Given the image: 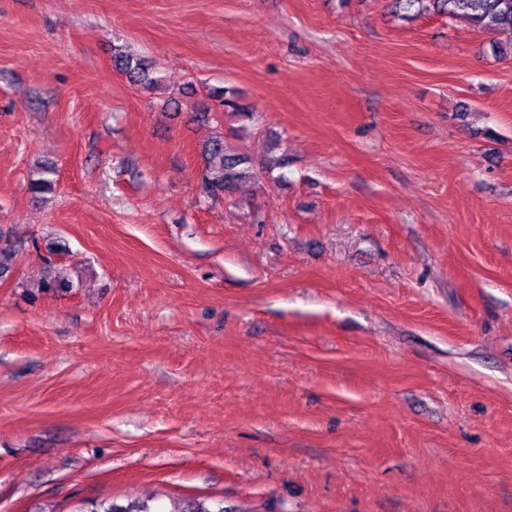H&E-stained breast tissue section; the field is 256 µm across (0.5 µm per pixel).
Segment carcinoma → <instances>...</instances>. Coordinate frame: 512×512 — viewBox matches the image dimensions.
<instances>
[{
    "instance_id": "carcinoma-1",
    "label": "carcinoma",
    "mask_w": 512,
    "mask_h": 512,
    "mask_svg": "<svg viewBox=\"0 0 512 512\" xmlns=\"http://www.w3.org/2000/svg\"><path fill=\"white\" fill-rule=\"evenodd\" d=\"M434 11L450 18L467 19L477 28H494L512 32V0H432ZM112 64L115 69L128 76L129 79L143 86L161 83V78L154 76L152 64L143 56L128 47L114 49ZM208 97L224 108L248 116L247 108L240 105L233 95L222 87L209 89ZM204 169L201 174V192L208 197H222L233 192L240 183L253 180L257 176L251 159L226 145L224 137L215 136L202 147ZM57 184L55 166L44 163L36 165L29 179V191L41 197L54 190ZM17 251L8 242L3 241L0 232V279L11 275L16 261ZM32 287L40 294L55 292L59 289H70L73 283L61 279L47 271L41 277L32 280ZM95 512H152L145 502L130 501L118 504L102 501ZM172 512H248L246 509L216 508L208 504L206 499H188L182 506Z\"/></svg>"
}]
</instances>
